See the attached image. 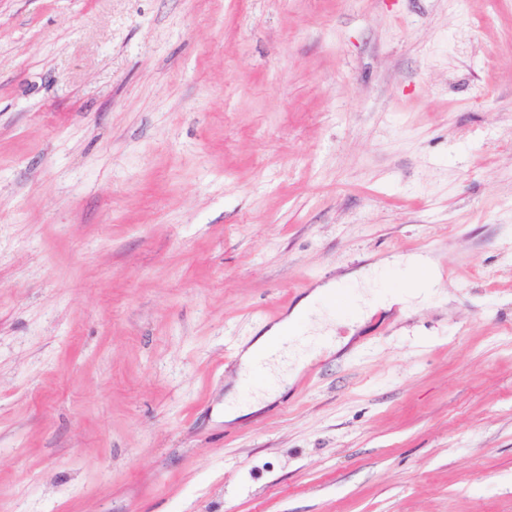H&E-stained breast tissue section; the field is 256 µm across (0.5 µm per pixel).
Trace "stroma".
<instances>
[{"mask_svg": "<svg viewBox=\"0 0 512 512\" xmlns=\"http://www.w3.org/2000/svg\"><path fill=\"white\" fill-rule=\"evenodd\" d=\"M0 512H512V0H0ZM381 266L400 271L401 278L397 285L399 289L383 298L373 296L363 300V305L353 301L356 315L363 313L364 307L371 313L379 310L388 311L394 306H399L403 310L413 301L424 300L435 294L439 288L440 278L435 272L433 261L427 255L394 256L383 261ZM334 286L333 284H326L316 288L302 299L280 323L258 336L243 352L241 362L245 367V373L256 358L264 354L271 346H276L277 356L271 361L270 371L284 380L288 379L289 382V371L275 370V364L273 365V363H282L284 358H290V365L293 363L300 364L302 347L312 339L305 336H315L323 329L322 312L318 305L323 303L324 296ZM302 319L303 321L300 322ZM309 329H312L314 333H309ZM288 334L296 341V345L293 349L288 347L287 352L284 348V342ZM273 356L274 354H271L269 357L252 364L251 375L244 383L246 393L250 394L255 389H272L275 387L266 372L267 365Z\"/></svg>", "mask_w": 512, "mask_h": 512, "instance_id": "1", "label": "stroma"}]
</instances>
